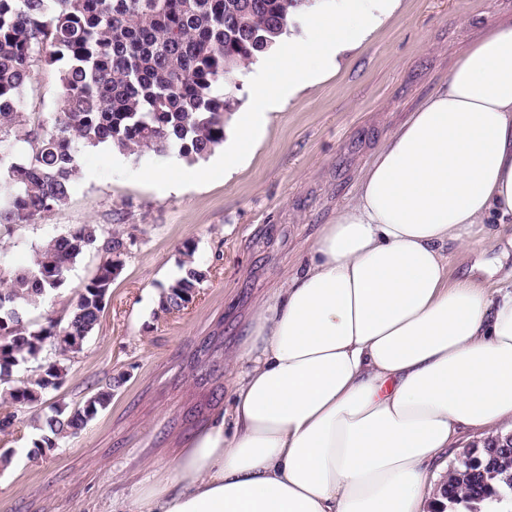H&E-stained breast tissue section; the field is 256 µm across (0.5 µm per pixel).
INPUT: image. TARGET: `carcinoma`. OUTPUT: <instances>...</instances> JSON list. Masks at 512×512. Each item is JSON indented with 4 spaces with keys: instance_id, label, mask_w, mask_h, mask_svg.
<instances>
[{
    "instance_id": "cac0c4a2",
    "label": "carcinoma",
    "mask_w": 512,
    "mask_h": 512,
    "mask_svg": "<svg viewBox=\"0 0 512 512\" xmlns=\"http://www.w3.org/2000/svg\"><path fill=\"white\" fill-rule=\"evenodd\" d=\"M314 0H0V229L42 219L69 199L79 157L108 146L136 160L175 153L189 163L224 144V116L234 110V76L266 54ZM56 69L61 111L51 124L22 111L32 64ZM99 224H81L31 246V264L15 268L0 252V433L31 411L42 420L37 448L80 433L110 404L124 377L68 409L44 395L67 375L61 357L82 349L98 325L121 256L133 245ZM90 251L106 261L81 289L66 324L33 318L62 288L77 259ZM184 244L182 275L160 307L180 312L204 281ZM53 352L45 355L46 346ZM35 374L13 383L29 362ZM470 473L442 482L432 512H481L479 504L512 495V445L487 438L474 445Z\"/></svg>"
}]
</instances>
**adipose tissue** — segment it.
<instances>
[{"label":"adipose tissue","instance_id":"obj_1","mask_svg":"<svg viewBox=\"0 0 512 512\" xmlns=\"http://www.w3.org/2000/svg\"><path fill=\"white\" fill-rule=\"evenodd\" d=\"M401 0H348L258 71L231 113L224 175L271 113L339 68ZM512 224V23L489 26L409 114L257 310L230 407L120 512H424L430 469L465 429L512 424V293L450 279L448 244Z\"/></svg>","mask_w":512,"mask_h":512}]
</instances>
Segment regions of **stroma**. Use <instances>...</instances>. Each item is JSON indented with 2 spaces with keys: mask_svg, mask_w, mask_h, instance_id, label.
<instances>
[{
  "mask_svg": "<svg viewBox=\"0 0 512 512\" xmlns=\"http://www.w3.org/2000/svg\"><path fill=\"white\" fill-rule=\"evenodd\" d=\"M512 20V0H402L367 41L346 52L337 74L281 108L248 167L225 178L169 189L146 181L166 156L134 160L108 148L84 152L67 203L48 218L0 236L13 266L31 244L80 224L134 235L100 322L47 403L74 407L117 376L108 407L78 435L38 448L40 420L26 414L0 452V512H110L151 484L193 433L224 411L244 367L235 360L257 304L303 262L321 224L348 203L381 143L439 86L487 27ZM53 67L33 66L23 109L59 112ZM207 273L189 309L155 301L179 269L184 243ZM512 224H492L466 248L449 246L451 278L512 286ZM105 259L80 257L43 314L67 320Z\"/></svg>",
  "mask_w": 512,
  "mask_h": 512,
  "instance_id": "1",
  "label": "stroma"
}]
</instances>
